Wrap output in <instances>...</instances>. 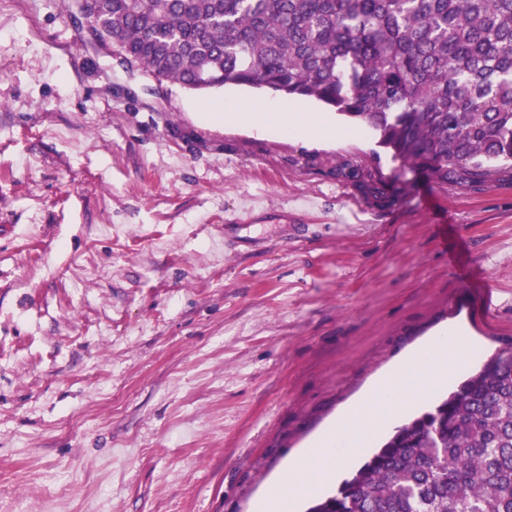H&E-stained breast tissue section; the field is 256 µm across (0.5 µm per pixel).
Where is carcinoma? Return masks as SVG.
<instances>
[{
  "mask_svg": "<svg viewBox=\"0 0 512 512\" xmlns=\"http://www.w3.org/2000/svg\"><path fill=\"white\" fill-rule=\"evenodd\" d=\"M159 84L312 99L448 179L512 161V0H84ZM309 512H512V348Z\"/></svg>",
  "mask_w": 512,
  "mask_h": 512,
  "instance_id": "carcinoma-1",
  "label": "carcinoma"
}]
</instances>
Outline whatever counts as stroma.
I'll use <instances>...</instances> for the list:
<instances>
[{"label": "stroma", "mask_w": 512, "mask_h": 512, "mask_svg": "<svg viewBox=\"0 0 512 512\" xmlns=\"http://www.w3.org/2000/svg\"><path fill=\"white\" fill-rule=\"evenodd\" d=\"M69 0H0V512H255L439 332L512 347V166L228 123L117 66Z\"/></svg>", "instance_id": "obj_1"}]
</instances>
